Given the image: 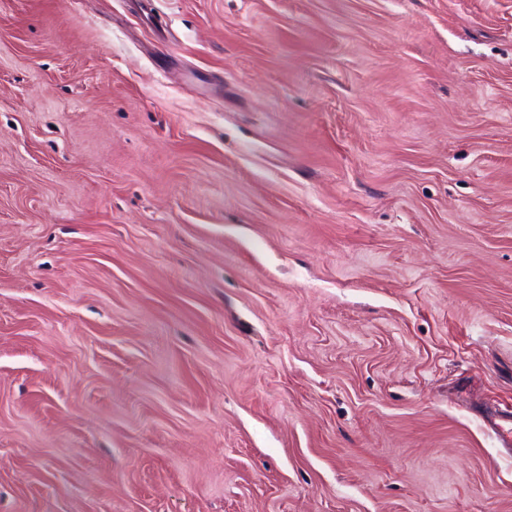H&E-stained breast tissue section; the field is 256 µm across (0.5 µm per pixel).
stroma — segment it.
Returning <instances> with one entry per match:
<instances>
[{
	"label": "stroma",
	"mask_w": 512,
	"mask_h": 512,
	"mask_svg": "<svg viewBox=\"0 0 512 512\" xmlns=\"http://www.w3.org/2000/svg\"><path fill=\"white\" fill-rule=\"evenodd\" d=\"M512 0H0V512H512Z\"/></svg>",
	"instance_id": "1"
}]
</instances>
